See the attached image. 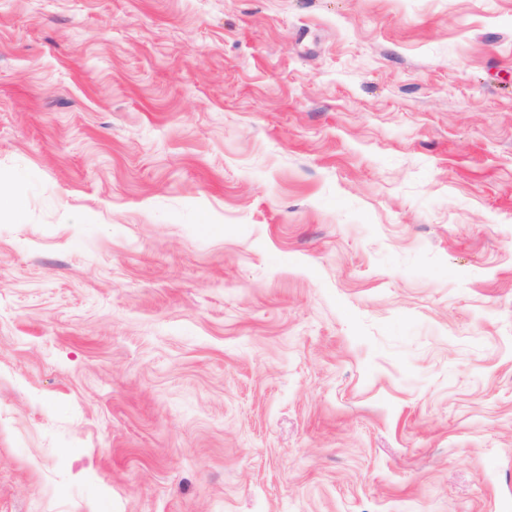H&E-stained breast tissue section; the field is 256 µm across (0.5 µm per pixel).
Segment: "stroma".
<instances>
[{
    "instance_id": "35a3bbf8",
    "label": "stroma",
    "mask_w": 512,
    "mask_h": 512,
    "mask_svg": "<svg viewBox=\"0 0 512 512\" xmlns=\"http://www.w3.org/2000/svg\"><path fill=\"white\" fill-rule=\"evenodd\" d=\"M0 176V512H512V0H0Z\"/></svg>"
}]
</instances>
